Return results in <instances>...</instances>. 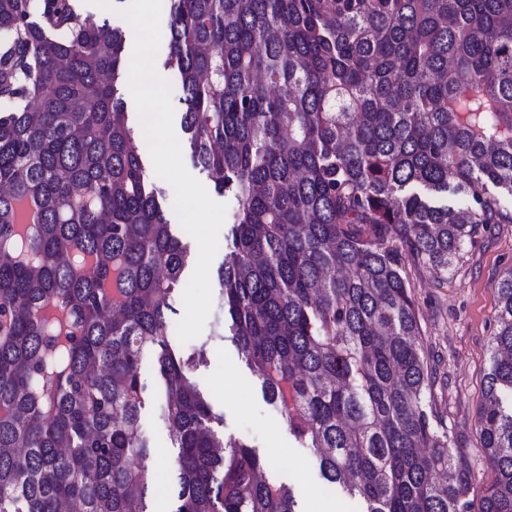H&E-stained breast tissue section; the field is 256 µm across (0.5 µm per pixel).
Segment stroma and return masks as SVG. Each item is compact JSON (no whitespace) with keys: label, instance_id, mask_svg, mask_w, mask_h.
Returning a JSON list of instances; mask_svg holds the SVG:
<instances>
[{"label":"stroma","instance_id":"1","mask_svg":"<svg viewBox=\"0 0 512 512\" xmlns=\"http://www.w3.org/2000/svg\"><path fill=\"white\" fill-rule=\"evenodd\" d=\"M223 261L219 252L211 264L213 306L204 329L185 345L189 351L202 345L208 350V362L194 378L222 418L220 432L255 448L268 476L291 486L300 512H308L311 495L322 490L317 459L295 443L285 419L264 397L259 380L224 329ZM511 269L512 224H487L448 274L411 262L403 271L416 300L419 341L431 367L432 407L453 426L459 447L473 462L479 488L496 477L481 449L477 415L484 402L497 288ZM140 425L150 446L149 466L165 471L176 450L155 402L142 410Z\"/></svg>","mask_w":512,"mask_h":512}]
</instances>
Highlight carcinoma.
Here are the masks:
<instances>
[{"label":"carcinoma","mask_w":512,"mask_h":512,"mask_svg":"<svg viewBox=\"0 0 512 512\" xmlns=\"http://www.w3.org/2000/svg\"><path fill=\"white\" fill-rule=\"evenodd\" d=\"M191 155L236 205L224 323L322 483L360 512H512V271L481 489L427 402L406 261L448 272L512 224V0H168ZM125 34L0 0V512H147L160 403L170 512H299L218 434L171 336L187 264L116 85ZM39 223L18 231L15 204ZM148 364L155 391L141 381ZM140 425L141 433L150 446L148 465L165 472L176 454V448L171 442L168 423L154 401H149L142 410Z\"/></svg>","instance_id":"1"}]
</instances>
